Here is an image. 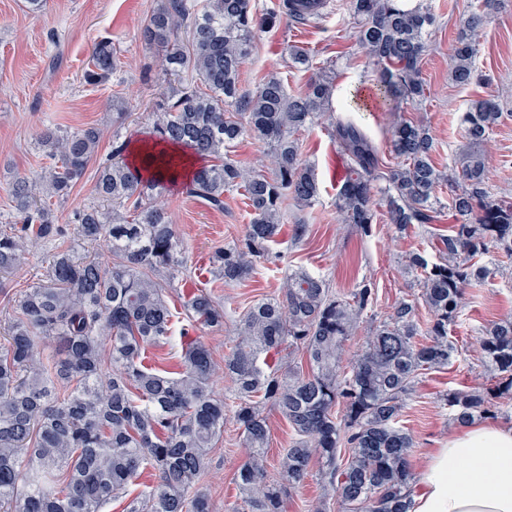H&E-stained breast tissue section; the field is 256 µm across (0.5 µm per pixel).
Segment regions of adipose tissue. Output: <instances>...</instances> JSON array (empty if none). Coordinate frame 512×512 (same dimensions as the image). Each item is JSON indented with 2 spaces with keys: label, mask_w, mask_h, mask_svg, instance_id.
<instances>
[{
  "label": "adipose tissue",
  "mask_w": 512,
  "mask_h": 512,
  "mask_svg": "<svg viewBox=\"0 0 512 512\" xmlns=\"http://www.w3.org/2000/svg\"><path fill=\"white\" fill-rule=\"evenodd\" d=\"M410 500V512H512V427L477 423L449 435Z\"/></svg>",
  "instance_id": "1"
}]
</instances>
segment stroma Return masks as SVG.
I'll list each match as a JSON object with an SVG mask.
<instances>
[{
  "instance_id": "1",
  "label": "stroma",
  "mask_w": 512,
  "mask_h": 512,
  "mask_svg": "<svg viewBox=\"0 0 512 512\" xmlns=\"http://www.w3.org/2000/svg\"><path fill=\"white\" fill-rule=\"evenodd\" d=\"M283 2L254 0L261 22L255 28L252 54L240 83L244 91L251 92L275 74L294 94L306 88L313 69L325 70L333 77L336 89L331 112L300 137L302 156L314 166L320 182L318 201L309 207L289 203L288 222L270 245L271 261L228 285L215 279L212 257L242 235L250 220L245 197L237 191L227 193L223 210L217 211L188 196L181 184L166 186L162 195L184 246V265L177 279H169L163 271L157 272L156 279L166 284L170 303L178 310L175 326L186 323L180 308L196 290H207L223 307V327L200 326L193 333L209 346L219 364L243 312L257 299L283 296L289 275L299 270L325 280L345 295L364 282L374 289L372 307L364 312L346 343L348 357H355L363 349L369 329L385 319L398 302L413 299L420 291L417 278L405 267L406 254L418 251L428 261L439 259L437 235L453 222L449 188L440 190L437 218L431 224L397 228L389 223L381 204L374 207L370 233L342 223L336 194L347 166L333 137L337 118H350L364 129L387 169L401 163L390 147L394 118L420 122L434 137L437 168L448 171L458 162L463 146L461 121L470 101L493 97L506 116L484 147L489 200L512 203V0H503L500 10L488 19L475 58V79L467 86L451 80L449 62L459 20L470 12L472 0H421L435 17L421 67L426 97L418 103L399 102L394 113L373 99L376 68L357 42L350 0H326L320 16L301 24L288 18ZM156 6L157 0H44L35 13L29 10L27 0H0V219L6 221L15 214L14 181H38L50 165L37 143L40 129L47 125L66 132L93 126L101 134L95 161L69 197L49 201L65 240L78 238V212L103 207L95 183L100 164L112 158L113 141L129 143L152 134L157 112L169 102L170 82L160 70L164 50L145 45L141 39V30ZM102 38L112 40L122 68L106 82L90 85L83 75L94 42ZM294 47L310 54L311 66L293 62L290 50ZM116 97L123 99L129 113L119 123L112 111ZM299 224L306 227L301 236L295 233ZM53 253L51 245L36 244L22 264L0 275V336L6 335L12 318L9 299L44 279ZM481 261L491 275L465 291L460 317L448 331L455 349L452 363L421 374L403 410L402 424L414 441L411 464L417 473L456 429L445 394L489 387L479 354L480 338L492 323L512 317V261L495 249ZM246 454L240 429L234 420H227L199 481L214 512H228L236 505L233 477Z\"/></svg>"
}]
</instances>
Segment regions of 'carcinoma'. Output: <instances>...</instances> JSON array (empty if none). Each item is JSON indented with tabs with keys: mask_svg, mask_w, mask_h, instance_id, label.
Here are the masks:
<instances>
[{
	"mask_svg": "<svg viewBox=\"0 0 512 512\" xmlns=\"http://www.w3.org/2000/svg\"><path fill=\"white\" fill-rule=\"evenodd\" d=\"M252 2L159 0L143 31L146 44L165 47L163 75H187L170 87V104L155 123L157 140L210 159L186 192L222 211L224 193L241 189L251 208L237 243L214 256L226 284L270 260L269 243L285 223L286 198L300 206L317 198V180L297 135L331 111L333 92L323 73L297 95L274 76L252 93L242 90L240 75L257 24ZM500 3L479 0L462 20L451 57L453 82L474 79L476 40ZM352 4L358 42L377 67L379 96L386 102L422 98L420 66L433 14L395 0ZM118 67L112 41L100 39L85 81L104 82ZM501 118L492 100L471 101L463 115L467 147L449 174L435 166L433 138L419 123H392V147L404 164L383 173L364 131L352 121H336V142L349 170L336 201L342 223L370 232L380 194L390 223L431 224L438 188H454L456 224L441 237L440 261L413 252L406 264L422 275L418 300L430 315L427 341L418 339L417 303L402 301L376 326L349 370L341 369L344 344L372 306L374 289L364 283L335 295L324 280L297 272L283 298H262L243 314L224 357L233 389L222 398L210 390L216 372L211 351L190 338L198 325L224 324V309L204 290L184 303L188 324L179 333L178 369L160 372L144 364L148 347L174 337L173 310L154 274L166 269L173 275L183 260L173 224L150 194L164 188L175 161L148 155L146 165L157 173L146 178L118 160L126 144L112 147V164L100 170L96 183L110 207L76 218L80 240L109 238L110 266L65 243L54 212L36 205L35 185L18 182L17 216L0 230V275L22 261L29 244L53 243L56 252L45 279L14 301L8 338L0 343V512H105L149 468L154 483L129 499L123 512H212L196 484L228 415L249 448L233 478L242 507L230 512H285L288 495L316 461L328 471L325 494L345 512H408L415 476L413 440L400 424L406 399L422 371L452 361L448 327L457 322L463 290L490 274L476 258L493 245L512 259V209L488 202L483 154ZM245 136L268 145L272 173L243 169L230 158V148ZM99 141L95 127L73 133L44 128L38 146L52 165L42 194L69 196ZM380 180L386 182L381 189ZM285 348L288 371L266 368L263 356ZM298 353L306 362L295 360ZM480 353L491 387L447 394L451 420L459 426L490 411L495 398L512 401V319L485 331ZM267 402L296 433L281 454L276 479L267 467Z\"/></svg>",
	"mask_w": 512,
	"mask_h": 512,
	"instance_id": "1",
	"label": "carcinoma"
}]
</instances>
